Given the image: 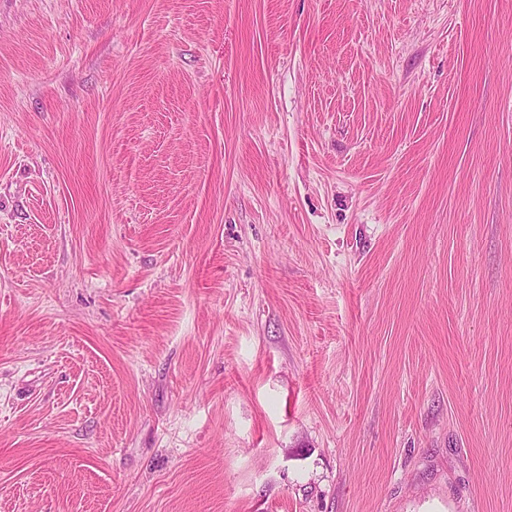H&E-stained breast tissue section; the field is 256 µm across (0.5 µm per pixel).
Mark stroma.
Here are the masks:
<instances>
[{
    "label": "stroma",
    "instance_id": "1",
    "mask_svg": "<svg viewBox=\"0 0 512 512\" xmlns=\"http://www.w3.org/2000/svg\"><path fill=\"white\" fill-rule=\"evenodd\" d=\"M0 512H512V0H0Z\"/></svg>",
    "mask_w": 512,
    "mask_h": 512
}]
</instances>
